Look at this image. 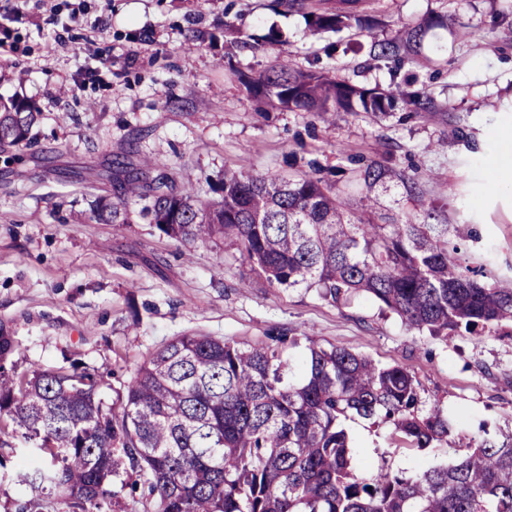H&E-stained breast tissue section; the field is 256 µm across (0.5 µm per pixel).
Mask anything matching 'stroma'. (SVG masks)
Here are the masks:
<instances>
[{"mask_svg":"<svg viewBox=\"0 0 512 512\" xmlns=\"http://www.w3.org/2000/svg\"><path fill=\"white\" fill-rule=\"evenodd\" d=\"M61 0H0L11 34L29 50L0 60V97L35 101L32 143L0 156V329L15 361L57 369L71 361L109 372L100 393L129 381L171 338L201 333L257 344L310 333L380 365H401L426 402H439L455 430L411 452L388 425L346 421L353 466L413 477L454 463L461 437L512 434V336H452L408 329L374 298L331 304L316 289L269 285L229 240L178 241L139 217L98 224L90 204L111 156L132 167L156 162L204 198L225 173L248 164L282 174L318 166L350 196H375L387 217L458 225L461 251L485 276L512 277V188L483 185L498 135L512 126V0H362L363 25L317 37L310 12L336 0H83L79 37L58 44L45 20ZM421 29L414 62L372 59L369 35ZM248 48H241V41ZM112 55L100 63L95 49ZM290 56L295 67L366 87L405 80L435 104L423 116L395 107L381 120L320 117L271 105L242 82ZM97 79H85V70ZM53 161L44 164L42 156ZM390 169L375 184H351L359 161ZM417 196L407 193L408 179Z\"/></svg>","mask_w":512,"mask_h":512,"instance_id":"1","label":"stroma"}]
</instances>
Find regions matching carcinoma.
Wrapping results in <instances>:
<instances>
[{
	"label": "carcinoma",
	"instance_id": "1",
	"mask_svg": "<svg viewBox=\"0 0 512 512\" xmlns=\"http://www.w3.org/2000/svg\"><path fill=\"white\" fill-rule=\"evenodd\" d=\"M355 15L311 14L310 31H338ZM420 31L372 39L376 60L402 63ZM250 87L284 107L387 114L396 104L434 111L422 89L377 92L284 61ZM35 102L0 101V152L31 142ZM388 168L372 161L358 177L370 186ZM110 187L95 195L92 218L127 224L130 205L176 240L231 239L240 258L271 285L315 288L333 304L368 294L410 329L444 340L512 327V280L486 283L460 257L456 224H416L365 215L345 218L348 202L317 170L288 178L244 169L224 176L220 199L204 202L168 173L153 177L116 155ZM15 339L0 332V470L18 437L41 464L12 477L27 488L16 512H512V441L472 438L456 464L408 477L380 467L359 475L344 422L389 425L409 449L450 435L439 405L426 404L405 367L381 366L315 336L240 344L200 334L176 336L151 352L106 405V374L18 368Z\"/></svg>",
	"mask_w": 512,
	"mask_h": 512
}]
</instances>
